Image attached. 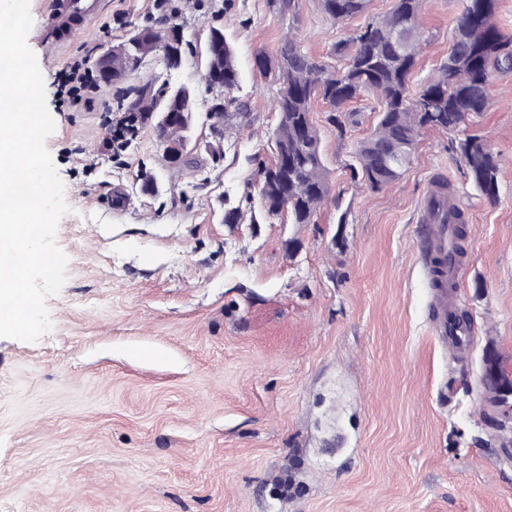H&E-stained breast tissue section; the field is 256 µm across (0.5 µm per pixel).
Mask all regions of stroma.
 Wrapping results in <instances>:
<instances>
[{
  "instance_id": "obj_1",
  "label": "stroma",
  "mask_w": 512,
  "mask_h": 512,
  "mask_svg": "<svg viewBox=\"0 0 512 512\" xmlns=\"http://www.w3.org/2000/svg\"><path fill=\"white\" fill-rule=\"evenodd\" d=\"M391 6L371 0L339 23L319 0L290 17L269 0H106L49 60L37 40L48 16L30 0L55 122L46 148L70 207L56 234L67 280L47 301L49 333L0 338V512H512V432L491 424L482 385L487 351L512 361V72L492 74L467 127L499 160L495 199L472 184L454 134L432 128L400 179L367 189L350 164L376 122L370 96L350 103L342 135L312 105L331 185L315 223L267 219L257 198L277 124L257 53L293 32L339 68L336 40ZM461 9L423 0L411 87L447 58ZM162 17L191 43L179 69L156 59L117 83L96 77L112 46ZM212 27L249 104L221 159L199 148L171 167L140 122L107 147L109 121L147 81L189 86L206 112ZM75 64L95 79L72 99L58 73ZM145 174L154 194L133 189ZM437 175L468 220L457 295L476 334L462 355L432 329L420 218Z\"/></svg>"
}]
</instances>
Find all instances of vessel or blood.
I'll return each mask as SVG.
<instances>
[{
	"label": "vessel or blood",
	"instance_id": "1",
	"mask_svg": "<svg viewBox=\"0 0 512 512\" xmlns=\"http://www.w3.org/2000/svg\"><path fill=\"white\" fill-rule=\"evenodd\" d=\"M44 9L50 29L41 35L40 41L49 55L56 56L65 47L68 34L87 29L101 9V0H44ZM421 210L430 253L443 260L439 272L428 275L434 291L432 321L441 341L450 351L459 352L468 347L471 331L454 318L455 299L448 294L449 286L458 285L461 273L455 256L454 204L435 183Z\"/></svg>",
	"mask_w": 512,
	"mask_h": 512
}]
</instances>
